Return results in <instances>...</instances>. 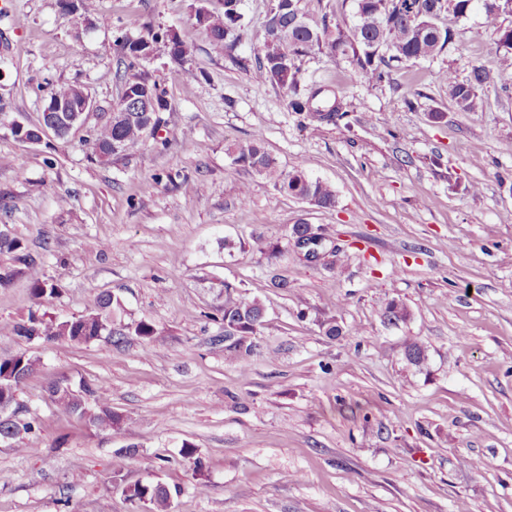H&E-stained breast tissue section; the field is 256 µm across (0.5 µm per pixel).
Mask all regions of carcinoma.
Wrapping results in <instances>:
<instances>
[{"label":"carcinoma","mask_w":512,"mask_h":512,"mask_svg":"<svg viewBox=\"0 0 512 512\" xmlns=\"http://www.w3.org/2000/svg\"><path fill=\"white\" fill-rule=\"evenodd\" d=\"M234 0H224V11L215 14L204 8L195 10L196 24L208 40L226 50L239 42L240 15L233 5ZM301 0H276L275 10L265 29L255 76L258 81L271 83L291 94L289 105L292 111L305 115L308 124L320 128L336 125L344 113L336 104L324 105L319 96L320 89L299 90V70L294 59L309 53L313 48L328 55L341 56L352 65L361 79L369 85H379L390 77V63H408L429 60L442 53L454 41L451 27L440 26L441 19L448 17L456 21L465 19L476 9L488 17H496L507 9L508 0H354L355 18L353 26L344 30L330 25L324 15L304 11ZM163 45L170 58L184 66L188 79L198 77L197 71L188 66L191 50L172 29H149L144 35L132 38L123 34L116 38V45L128 60L127 68L120 75L121 93L115 109L125 112L120 122H104L90 133L85 144L90 157L107 161L120 154L136 153L147 135L159 127V112L167 106L165 92L136 67L149 60L158 45ZM497 50L501 64L512 68V28L499 31ZM448 86V99L462 112H479L485 101L480 88L487 82V72L475 66L469 76L461 80L451 70L441 74ZM227 153L239 165L251 169L272 181L279 189L297 199L310 202L321 208H332L336 204L335 190L325 182L313 179L303 168L285 172L272 155L264 148L262 139L254 137L246 143L226 146ZM224 310L220 318L224 335V354L231 360L251 351V336L264 323L265 306L257 299L241 296L235 287L224 285ZM114 300L101 296L94 312L72 320L58 321L46 315L30 314L28 321L13 326H1L0 332H12L28 340L82 339L89 343L106 337L115 345L124 343L128 337L137 336L151 341L157 335L155 326L148 321L135 324H117L114 317ZM409 317L408 309L395 301L389 302L383 318L389 323L404 322ZM35 367V360L21 353L0 357V380L8 383L27 377ZM54 403L70 415L100 430L120 428L122 419L105 405L106 389L100 384H86L82 395H74L67 387L56 385L50 390ZM37 427L33 420L21 417L13 421L0 419V438L20 442L23 435ZM136 508L148 507L150 512H169L171 490L157 481L126 495Z\"/></svg>","instance_id":"carcinoma-1"}]
</instances>
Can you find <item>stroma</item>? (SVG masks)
<instances>
[{"label":"stroma","mask_w":512,"mask_h":512,"mask_svg":"<svg viewBox=\"0 0 512 512\" xmlns=\"http://www.w3.org/2000/svg\"><path fill=\"white\" fill-rule=\"evenodd\" d=\"M273 3L240 0L229 55L193 17L224 0L0 12V229L28 256L0 253L13 272L0 325L37 309L72 319L109 294L116 321L157 329L118 346L0 332V356L37 361L17 401L41 424L25 451L0 440V512H131L123 489L138 480L178 487L170 512H512V69L496 51L512 16L474 11L449 49L379 86L321 50L298 57L302 85L348 108L314 130L254 75ZM159 26L190 47L198 78L158 48L141 69L166 91L160 127L131 156L91 161L87 128L120 93L116 37ZM475 65L489 74L485 109L461 112L439 73ZM60 85L92 98L85 127L17 140L8 123H39ZM257 135L281 169L331 185L335 207L235 164L226 145ZM302 222L320 258L296 247ZM37 282L56 294L35 301ZM228 283L266 307L236 362L211 343ZM393 300L408 321L384 323ZM415 339L421 368L405 355ZM101 381L121 429L87 427L50 397Z\"/></svg>","instance_id":"1"}]
</instances>
